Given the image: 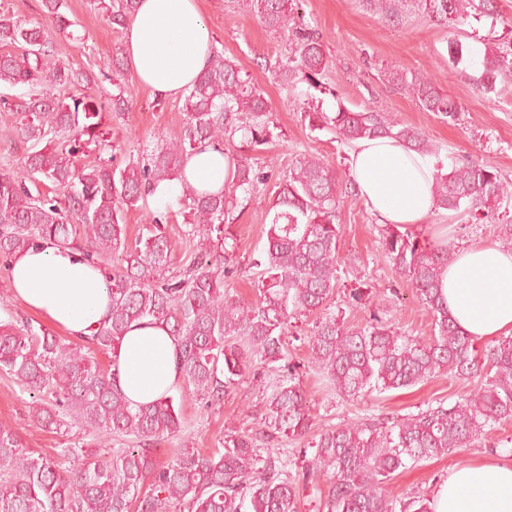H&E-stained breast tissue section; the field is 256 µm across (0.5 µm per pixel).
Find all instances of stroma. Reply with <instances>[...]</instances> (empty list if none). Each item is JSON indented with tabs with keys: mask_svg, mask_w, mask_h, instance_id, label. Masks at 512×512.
Instances as JSON below:
<instances>
[{
	"mask_svg": "<svg viewBox=\"0 0 512 512\" xmlns=\"http://www.w3.org/2000/svg\"><path fill=\"white\" fill-rule=\"evenodd\" d=\"M99 0H64L63 11L73 21L71 34L54 39L56 53L94 79L99 95L113 90L102 73L113 53L124 48V30L109 23ZM204 19L214 33L213 46L235 61L269 102L271 136L255 149L242 147L239 137H225L224 146L232 161L246 163L266 172L268 179L252 195L230 194L231 220L228 232L236 241L232 274L224 278V291L240 301L257 298L256 260L267 244V211L290 169L302 155L322 157L349 178V148L331 132L314 130L307 114L318 110L334 112L338 105L361 111L388 112L405 126L422 132L438 147L440 157L462 164L479 162L497 169L512 181V83L499 85L496 95L478 93L477 65L486 46L512 43V0H498V17L468 19L457 30L433 24L417 8L406 10L401 20L367 7L365 0H301L299 11L318 30L328 55V67L321 77L322 89L292 92L283 89L274 76V66L292 54L287 36L266 28L259 17L240 9L235 0H199ZM457 38L470 49L472 62L452 66L448 62L449 38ZM393 69L426 74L460 109L457 121L448 122L424 111L415 98L388 78ZM128 109L104 112L101 133L95 144L86 146L87 161L115 156L117 164L141 160L161 140L180 132L185 120L183 96L158 98L137 83L133 70H125ZM341 224L338 258L340 282L333 308L343 311L349 325L365 323L375 304H382L396 331L419 339L431 334L430 314L416 299L411 282L399 275L382 256L375 217L360 197L343 195L337 209ZM447 225L458 247L486 239L499 241L500 223L472 221L448 210L432 209L424 222L426 230ZM360 289L365 299L352 304L351 289ZM314 319L302 316L288 325V346L297 366L299 382L311 405L314 422L304 437L280 438L278 445L289 461L299 462L300 449L309 447L323 430L343 421L366 416L393 417L417 411L426 403L442 400L454 403L465 390L462 381L440 373L409 389L391 390L379 397L342 399L325 386L318 371L308 362L303 337L309 336ZM263 377L246 376L228 392L220 405L200 408L196 395L186 383L172 391L181 404L185 423L181 431L160 440L159 461L173 459L177 449L194 448L210 454L224 433L259 428L267 409L263 400ZM27 392L10 377L0 374V426L13 429L24 448L49 455L54 449L72 446L74 433H53L32 422ZM495 459L512 463V423L490 431L482 444L439 455L419 463H407L385 483L391 499L405 502L416 496L432 495L453 467Z\"/></svg>",
	"mask_w": 512,
	"mask_h": 512,
	"instance_id": "1",
	"label": "stroma"
}]
</instances>
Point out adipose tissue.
I'll list each match as a JSON object with an SVG mask.
<instances>
[{
  "label": "adipose tissue",
  "instance_id": "1",
  "mask_svg": "<svg viewBox=\"0 0 512 512\" xmlns=\"http://www.w3.org/2000/svg\"><path fill=\"white\" fill-rule=\"evenodd\" d=\"M213 33L199 0H137L125 31V54L139 83L179 95L204 73ZM437 161L391 138L365 139L351 153L350 175L361 199L382 224H421L434 200ZM185 182L161 183L160 205L184 186L215 191L228 177V161L208 149L188 158ZM9 287L26 309L69 336L90 335L109 312L110 286L78 247L49 242L17 253ZM442 294L448 315L474 340L512 334V251L475 243L458 251L445 270ZM178 346L166 326L148 320L125 333L115 373L132 405L155 402L181 379ZM435 512H512V464L456 466L434 496Z\"/></svg>",
  "mask_w": 512,
  "mask_h": 512
}]
</instances>
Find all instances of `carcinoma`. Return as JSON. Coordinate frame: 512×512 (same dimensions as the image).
<instances>
[{
	"instance_id": "1",
	"label": "carcinoma",
	"mask_w": 512,
	"mask_h": 512,
	"mask_svg": "<svg viewBox=\"0 0 512 512\" xmlns=\"http://www.w3.org/2000/svg\"><path fill=\"white\" fill-rule=\"evenodd\" d=\"M297 0H247L267 28L288 32L293 56L275 66L281 86L297 89L327 67L320 34L295 11ZM393 19L413 3L430 22L455 27L468 18H497L496 0H366ZM137 0H119L108 21L122 26ZM63 0H43L45 23L29 25L0 18V43L16 52L0 54V86L21 87L0 94V112L19 122L9 133L29 144L21 166L0 173V265L10 268L16 253L45 240L78 244L84 256L103 268L112 282V307L106 320L82 343H66L30 325L0 328V372L33 394L29 414L55 431L77 429L104 455L78 447L57 448L54 455L21 448L17 434L0 427V512H298L300 484L332 474L327 512H434L433 499L416 497L396 504L384 482L405 462L415 463L480 441L486 431L512 422V336L479 350L476 341L448 317L441 294L454 244L428 240L418 226L385 224L381 253L407 276L421 305L431 315V336L413 339L397 333L375 314L362 327L347 324L330 309L338 282L341 225L336 207L344 188L336 169L315 156L296 162L269 207L268 248L260 267L257 300L251 304L224 295L234 244L224 233L229 219L226 188L249 195L267 175L246 164L229 171L224 186L198 193L187 187L182 211L193 217L184 236L166 234L162 219L152 218L134 246L126 243L122 213L153 194L163 182L184 180L187 158L210 147L224 151L226 131L241 133L250 148L266 143L268 103L231 60L215 51L209 69L184 91L186 118L177 136L152 151L141 164L118 170L112 160L80 163L82 137L96 138L105 106L126 110L124 85L108 102L85 94L66 102L55 93L64 86L94 83L85 72L59 60L53 37L73 23L61 12ZM468 49L448 40V62L468 60ZM476 89L495 92L512 82V46L488 48L480 62ZM423 110L455 120L458 105L432 80L412 72H389ZM309 121L352 146L377 136L390 137L410 151L434 154L425 136L386 112H310ZM49 180L63 200L33 194L36 177ZM512 203V184L491 166L455 164L435 174V205L458 213L493 218ZM224 240L219 253H194L185 274L168 275L177 245L212 233ZM316 315L307 340L309 362L324 374L341 398L411 388L448 372L480 386L452 405L429 404L415 413L368 417L337 425L314 439L311 457L301 469L287 468L273 448L260 440L299 439L312 425L310 404L296 382L288 357V321ZM152 318L167 325L180 343L181 378L193 386L201 407L221 401L260 365L277 375L270 383L269 414L259 431L224 434L209 455L180 448L170 462H159L154 443L181 431L183 414L165 394L149 405L133 406L101 370L92 349L112 352L117 360L132 323ZM132 437L135 446L114 448L115 437Z\"/></svg>"
}]
</instances>
